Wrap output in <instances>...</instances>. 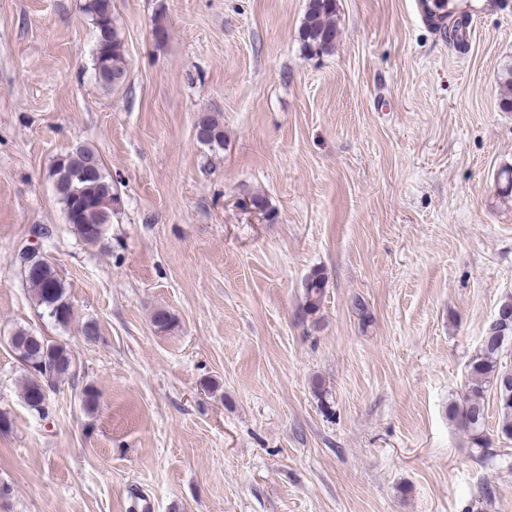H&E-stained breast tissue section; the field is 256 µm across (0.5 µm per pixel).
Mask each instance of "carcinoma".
<instances>
[{
    "mask_svg": "<svg viewBox=\"0 0 512 512\" xmlns=\"http://www.w3.org/2000/svg\"><path fill=\"white\" fill-rule=\"evenodd\" d=\"M84 11L94 27L92 56L94 76L104 88L114 84L107 75H127L122 38L114 26L112 0H86ZM336 0H308L304 20L299 29L302 47L315 54L330 52L336 44ZM198 142L211 149L224 148V125L214 116L205 115L195 124ZM52 176L56 193L64 208L67 223L88 244L103 239L112 215L121 207V196L104 172L98 153L78 146L61 155ZM36 305L43 308L54 322L66 326L74 309L65 281L45 255L35 257L34 264L22 271ZM326 277L314 270L303 288L302 316H316L325 295ZM512 341V317L487 329L481 343L467 365V381L458 401L450 406V420L468 436L471 448L480 459L492 456V439L487 431V394L496 400L498 421L495 435L503 442L512 441V368L503 365L502 355ZM10 346L19 360L29 363L23 384L22 398L26 405L42 413L46 408L47 388L75 370L74 351L65 343L38 336L26 328L16 329Z\"/></svg>",
    "mask_w": 512,
    "mask_h": 512,
    "instance_id": "cac0c4a2",
    "label": "carcinoma"
}]
</instances>
